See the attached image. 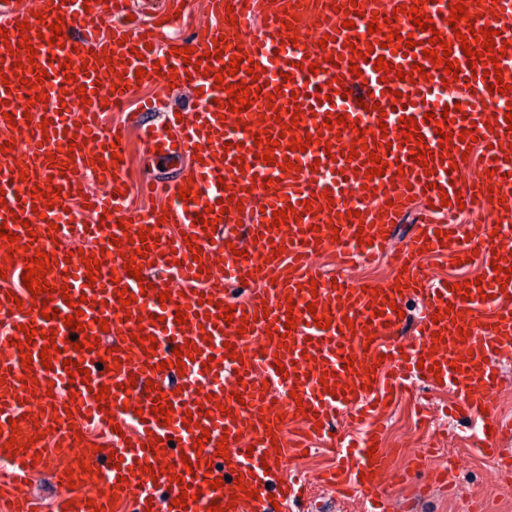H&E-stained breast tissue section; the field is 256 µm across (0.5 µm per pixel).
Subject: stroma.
Segmentation results:
<instances>
[{
    "instance_id": "obj_1",
    "label": "stroma",
    "mask_w": 512,
    "mask_h": 512,
    "mask_svg": "<svg viewBox=\"0 0 512 512\" xmlns=\"http://www.w3.org/2000/svg\"><path fill=\"white\" fill-rule=\"evenodd\" d=\"M422 213L414 207L397 224L381 259L366 265L344 267L334 254L319 256L324 271L353 281L383 283L392 276V262L406 236ZM449 394L420 383L404 390L383 419L386 447L396 449L394 466L405 463L411 453L424 448L434 437L442 441L438 456L424 464L410 481L389 478L381 489L384 512H473L474 503L489 512H512V484L500 481L492 460L468 449L480 429L476 415L448 416L443 407ZM336 462L335 455L315 449L304 456L286 455L283 474L301 471L312 484L308 500L298 501L279 512H363L360 500L345 501L320 485L319 475ZM449 470L450 483L442 485L436 473Z\"/></svg>"
}]
</instances>
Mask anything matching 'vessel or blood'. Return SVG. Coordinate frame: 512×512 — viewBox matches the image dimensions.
<instances>
[{
  "mask_svg": "<svg viewBox=\"0 0 512 512\" xmlns=\"http://www.w3.org/2000/svg\"><path fill=\"white\" fill-rule=\"evenodd\" d=\"M464 2L473 22L450 27L451 8ZM299 0H207V24L186 36L169 35V22L141 24L130 20L129 0H40L39 16L17 10L14 0H0V142L11 143L0 154V190L7 200L0 208V222L19 235L14 253L0 247L6 277L0 280V457L9 456L12 470L0 481V506L5 512H41V502L24 493L37 472L52 475L59 485L81 487L72 504H58V512H111V495L131 504V512H146L157 489H165L166 512H208L212 504L225 512H268L269 484L289 500L304 490L301 483H277L279 452L272 437L283 434L289 423L300 427L292 441L308 450L316 442L331 443L330 427L339 415H352L369 423L367 434L343 445L342 461L327 482L346 497L357 495L380 512L375 489L391 473L392 449L383 445V433L374 419L388 391L402 390L413 382L439 383L454 395L452 407L477 412L483 423L480 455L495 457L497 441L505 426L498 417L497 375L502 362L512 360V282L499 286L497 267L512 266V127L504 119L512 104V0H309L306 22L297 30L286 21ZM419 5L432 18L433 30L414 29L400 6ZM357 17H349V9ZM391 18L392 28L412 37L413 49L393 53L385 47V33L368 30L371 13ZM64 18L59 45H48L45 36L56 18ZM354 28H344L346 20ZM27 23L20 32L19 23ZM496 29L507 47L500 58L501 76H489L484 66L469 67L455 41L456 33ZM440 32L451 44L458 77L444 81L443 68L425 63L423 42ZM37 49L36 61L49 77L40 87L45 99L28 104V69H16L15 59L25 58L20 41ZM191 47L190 58L178 50ZM220 51L209 61L211 73L193 67L205 52ZM367 52L359 61V74H351L352 51ZM109 60L97 63L95 56ZM242 55L243 68L225 74L231 56ZM339 63H332V56ZM410 72L424 63V76L415 81L382 82L375 71L377 58ZM78 73L66 82L65 60ZM323 63L312 74L305 61ZM90 73H82V64ZM261 65L260 77L248 67ZM157 97L143 102L141 112L129 113L123 126L103 128L107 105L124 102L113 93V84L136 86L137 68ZM224 73L216 85L215 73ZM503 79L505 93L489 92V84ZM245 82L264 87L245 111L221 112L228 103L226 86ZM188 87L194 106L189 117L179 119L167 103L171 87ZM90 90L82 103L79 88ZM296 101L301 115L292 117L286 107ZM378 109H370V102ZM458 105L453 133L471 130L481 149L478 171L461 181L454 162L460 161L466 143L445 153L439 145L434 122L444 106ZM417 120L432 155L427 165L412 163L409 144L403 141L401 116ZM344 117L345 127L324 128L325 120ZM290 137H282L284 125ZM322 131L323 141L307 151L289 148L290 138ZM78 145H70L69 133ZM279 138L274 164L258 158L256 134ZM386 145H379L380 137ZM365 138L367 150L346 159L353 141ZM138 139L145 154L178 170L175 182L163 183L165 207L132 211L127 197L126 157L131 139ZM57 164H50L49 155ZM381 157L384 175L365 178L371 156ZM71 169H62L64 161ZM293 170L283 171L281 161ZM102 179L104 190L87 192L85 175ZM267 187H259V180ZM51 184L60 190L59 204L50 208L34 198L33 188ZM192 187L197 201L179 197L182 187ZM225 200L216 231L197 222L206 207ZM424 204L429 220L417 225L395 259L394 282L363 291L361 284L332 282L312 262L316 253L336 252L345 261L380 255L391 229L413 203ZM489 204L494 225L472 231L462 241L450 216ZM294 208L296 217L274 224L275 211ZM247 217L245 226L237 218ZM445 239H438V232ZM147 232L157 244L148 255L136 256L131 240ZM365 244H358V237ZM120 245H112V238ZM84 242L98 255L100 268L87 275L74 242ZM55 253L45 279L53 291L47 306L58 316L45 319L33 308L34 297L22 281L28 258L36 251ZM135 254L142 280L124 269L125 257ZM480 259L482 281L461 296L443 282L428 281L423 257ZM173 269L178 290L170 292L157 272ZM247 281L253 287L246 300L234 303L225 294L228 286ZM148 290H141V283ZM70 285L75 305H67L59 289ZM134 294L125 307L118 288ZM170 292L168 301L158 295ZM423 294L425 314L412 343H403L397 332L403 322L395 311L408 294ZM209 303H202V296ZM294 309H287V300ZM316 312H309V303ZM189 306L184 324L175 321L178 307ZM233 307L232 322L221 311ZM79 314L82 332H74L64 317ZM297 317L296 328L286 329L287 316ZM160 324H153V317ZM330 319L329 328L315 325V318ZM107 321L121 363L106 371L100 364L107 348L99 337L100 321ZM353 329H345V322ZM36 329L41 337L31 349V366L23 368L20 350L22 328ZM55 333L57 352L51 367H43L41 348L46 333ZM151 335L156 346L143 353L133 333ZM96 339L92 350H73L72 341ZM288 347H281V340ZM186 355L181 392L168 394L173 404L170 424H160L153 407L158 387L171 371L166 364L176 352ZM79 361L82 371L68 376L64 360ZM439 373H432V366ZM110 389L105 401L93 391ZM192 427H184V420ZM114 426L111 447L88 450L84 439L94 426ZM210 438L202 451L194 444L202 433ZM19 434L24 449L8 453L6 443ZM159 437L164 454L149 446ZM228 445L227 457L217 456L219 442ZM497 457V456H496ZM89 470H82V463ZM224 478L211 488L207 477ZM243 485H236V478ZM198 490V500L174 506L182 486ZM257 489L258 498L246 492Z\"/></svg>",
  "mask_w": 512,
  "mask_h": 512,
  "instance_id": "1",
  "label": "vessel or blood"
}]
</instances>
